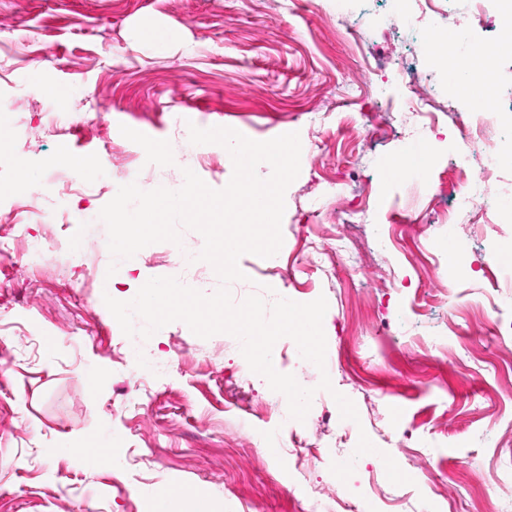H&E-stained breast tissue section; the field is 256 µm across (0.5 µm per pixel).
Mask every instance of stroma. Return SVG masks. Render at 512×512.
Instances as JSON below:
<instances>
[{
  "mask_svg": "<svg viewBox=\"0 0 512 512\" xmlns=\"http://www.w3.org/2000/svg\"><path fill=\"white\" fill-rule=\"evenodd\" d=\"M389 7L353 0L340 19L335 0H0V151L9 158L0 209L16 223L0 238V512H156L174 485L200 488L217 512H344L346 501L361 512H512L487 494L512 477V354L494 339L512 327V305L497 302L512 290V269L495 259L512 242V221L490 209L463 226L468 270L446 279L448 199L437 193L460 183L493 197L512 185V163L490 177L466 162L456 116L472 106L423 40L387 29ZM417 17L446 33L466 25L487 48L504 27L493 8L469 14L458 0H436ZM149 25L166 40L147 39ZM497 61L491 112L512 135V53ZM410 74L427 95L407 85ZM80 94L87 110L76 116L70 104ZM19 96L36 111H18ZM384 111L391 138L361 136ZM192 124L257 141L300 136L280 265L242 256L247 279L231 292L239 301L262 284L269 303L326 297L333 389L313 397L305 422L275 437L271 453L264 436L287 400L248 374L236 338L203 339L176 321L130 355L99 291L111 255L95 216L119 187L104 181L101 164L123 154L127 182L162 186ZM419 131L433 157L425 176L386 175L399 137ZM77 155L93 156L97 170H70ZM19 162L44 196L16 188ZM192 169L220 189L233 164L213 144ZM362 186L373 191V221L342 227L338 195ZM343 235L360 249L357 267L343 256L314 259L312 247ZM389 235L395 244L381 250ZM40 236L48 257L28 265L27 243ZM174 250L147 246L137 269L114 279L113 298L161 276L218 289L210 264L188 269ZM337 392L355 403L358 423L341 419ZM328 430L350 447L367 433L411 484L380 496L389 480L373 455L338 481ZM90 441L111 445L119 469L83 467L76 450Z\"/></svg>",
  "mask_w": 512,
  "mask_h": 512,
  "instance_id": "stroma-1",
  "label": "stroma"
}]
</instances>
